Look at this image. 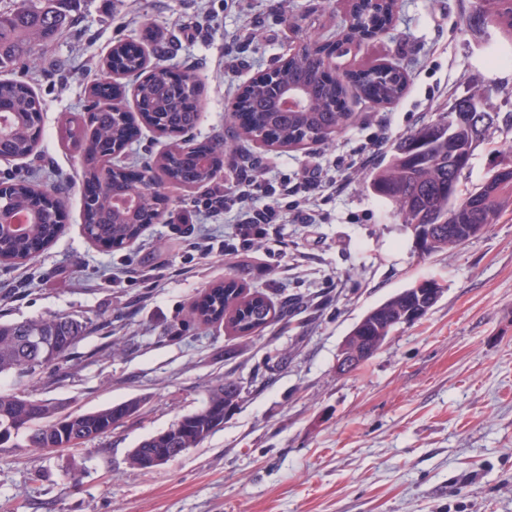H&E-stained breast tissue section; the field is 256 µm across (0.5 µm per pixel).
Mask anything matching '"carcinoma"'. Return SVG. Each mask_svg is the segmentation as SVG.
<instances>
[{
    "instance_id": "obj_1",
    "label": "carcinoma",
    "mask_w": 512,
    "mask_h": 512,
    "mask_svg": "<svg viewBox=\"0 0 512 512\" xmlns=\"http://www.w3.org/2000/svg\"><path fill=\"white\" fill-rule=\"evenodd\" d=\"M65 0H17L8 11H0V69H6L31 51L30 40L37 37L45 42L55 39L67 24L63 7ZM475 10L506 37L512 39V0H475ZM389 17L361 6L353 18L352 30L360 32L386 24ZM107 68L117 67L135 75L143 66L138 52L125 49L116 58L105 60ZM313 69L298 57L288 63L280 79L288 84L303 83L312 106L303 113L285 115L273 110L276 86L254 84L247 88L242 108L253 122L245 128L256 139H264L272 132L280 136L279 145L297 146L304 143L310 130L326 141L341 130L348 114L337 103L339 83L312 77ZM405 77L397 70L374 68L363 74L361 89L380 103H391L404 92ZM190 90L170 79L166 70L155 72L152 78L139 85L137 108L159 131L172 135L192 128L198 112L185 107ZM0 101L8 110L0 112V152L13 157H25L38 145L34 130L41 119L40 103L28 83L21 80H0ZM94 133L104 138L109 149H122L128 136V113L113 109L106 103L93 113ZM440 120L432 121L404 141L393 151L387 163L373 173L369 187L387 200L401 223L407 228L431 225L425 231L427 254L441 252L466 243L468 238L457 234L460 224H495L507 208L512 207V181L502 182L491 176L481 186L471 190L460 189V178L465 163L448 164L454 154L462 155L472 148V129L466 122L454 124L453 135L439 127ZM161 165L174 181L193 186L212 180L216 165L193 168L183 164L181 155L170 152ZM87 180L104 184L105 193L97 203L86 201L84 231L106 250L120 249L139 236L142 223L153 214V203L141 199L133 210L115 213L112 210V186L123 185V170L100 164V159H85ZM41 190L26 181L14 184L11 193L0 199V206L11 211H29V205ZM31 223L21 233L0 224V256L11 262L25 261L31 255L29 242L39 239L47 244L57 235L49 224L50 216L30 211ZM416 305L398 294L369 311L351 332L349 346L355 362L353 370L381 348L390 334L392 324L400 319L414 324L422 316L412 313ZM201 321L222 319L233 333L242 337L261 332L281 321L286 314H277L266 298L248 294L239 282L218 285L208 292L202 303L193 310ZM88 325L67 316L50 319H31L20 323L0 324V377L16 375L20 378L37 369L65 360L87 331ZM45 336L48 346L36 350L28 338ZM240 388L226 382L213 390L202 409L186 415L133 449L131 465L141 467L144 461L161 466L178 459L183 452L196 448L220 428L226 412L235 407ZM137 413L134 402L113 405L76 416L60 417L43 400L23 399L18 393L0 392V433L12 436L14 424L30 423L29 441L34 448H65L84 440H93L112 431L120 421Z\"/></svg>"
}]
</instances>
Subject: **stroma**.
I'll return each mask as SVG.
<instances>
[{
  "label": "stroma",
  "instance_id": "1",
  "mask_svg": "<svg viewBox=\"0 0 512 512\" xmlns=\"http://www.w3.org/2000/svg\"><path fill=\"white\" fill-rule=\"evenodd\" d=\"M346 0H71L70 23L30 59L0 72L30 84L43 110L36 152L0 160V185L39 172L62 198L65 222L29 260L0 262V321L67 316L93 321L69 359L0 392L26 391L57 414L140 401L106 436L75 448L30 447L26 432L0 445V512H512V207L467 243L425 257L369 187L370 171L343 183L336 158L391 121L378 159L456 101L495 113L462 183H484L512 145V41L469 25L473 0H399L383 33L338 56L333 78L350 119L315 146H266L242 137L230 107L250 79L303 45L338 43ZM198 79L188 142L223 143L217 175L164 183V216L127 248L107 251L84 232L83 144L93 132L91 86L138 135L114 162L137 171L176 143L138 112L134 80L102 64L112 47ZM235 71H227L228 61ZM406 78L396 102L363 96L371 66ZM319 224H277L249 250L201 255L231 238L236 211L205 201L225 185L302 182L311 170ZM233 279L287 307V322L238 337L190 309ZM443 291L419 322L397 329L357 370L336 368L353 327L418 282ZM241 383L224 426L178 460L130 466L144 439L203 407L224 380Z\"/></svg>",
  "mask_w": 512,
  "mask_h": 512
}]
</instances>
